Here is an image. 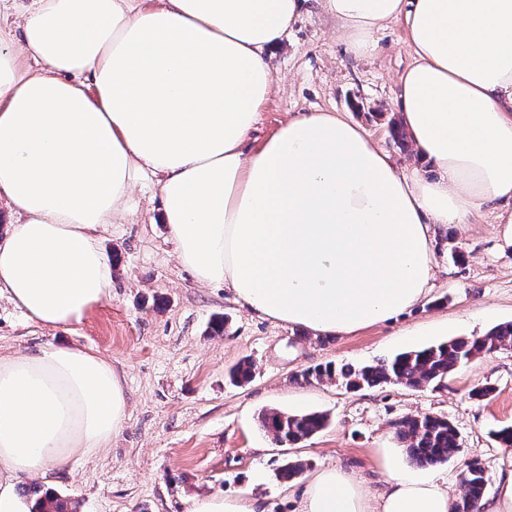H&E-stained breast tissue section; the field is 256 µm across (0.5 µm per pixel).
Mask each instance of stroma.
<instances>
[{
    "mask_svg": "<svg viewBox=\"0 0 512 512\" xmlns=\"http://www.w3.org/2000/svg\"><path fill=\"white\" fill-rule=\"evenodd\" d=\"M412 61L403 20L385 23L356 53L318 0H305L272 56L275 89L250 147L297 114L336 111L361 125L398 168L418 167L414 150L398 148L389 133L400 118L395 84ZM127 210L124 222L103 235L115 262L112 297L80 323L50 330L0 301V355L63 341L110 359L124 374L128 412L121 432L107 448L52 474L76 512H186L190 498L207 492L261 496L269 512H300L306 483L334 468L377 492L384 449L397 447L398 422L417 414L448 418L460 434V453L435 468L454 496L462 494L459 473L470 459H480L491 491L512 470V447L493 437L512 426V348L471 360L440 389L383 384L353 392L301 377L320 365H370L480 336L512 320V237L497 224L493 206H483L470 223L435 232L434 275L417 306L350 336H318L265 319L242 309L230 289L196 283L176 260L151 179L134 187ZM217 316L226 317V330L209 334ZM244 359L253 377L233 384L228 373ZM484 385L491 394L470 399ZM270 409L319 411L329 421L311 438L281 445L259 422ZM295 460L306 462L305 472L282 480V466Z\"/></svg>",
    "mask_w": 512,
    "mask_h": 512,
    "instance_id": "1",
    "label": "stroma"
}]
</instances>
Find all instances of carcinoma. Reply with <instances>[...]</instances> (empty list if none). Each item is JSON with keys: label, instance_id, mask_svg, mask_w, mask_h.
Listing matches in <instances>:
<instances>
[{"label": "carcinoma", "instance_id": "cac0c4a2", "mask_svg": "<svg viewBox=\"0 0 512 512\" xmlns=\"http://www.w3.org/2000/svg\"><path fill=\"white\" fill-rule=\"evenodd\" d=\"M508 347L512 348V321L501 323L481 336L452 339L381 359L372 365H345L339 369L332 365L319 366L305 372L303 379L319 383L337 381L353 391L382 383L437 388L445 385L448 376L471 359ZM327 422L328 416L321 412L288 414L269 410L260 416L261 427L284 445H294L312 437ZM396 435L406 445L409 458L420 466L444 463L455 457L461 447L458 432L448 418L430 414L404 417L398 423ZM460 483L463 492L455 504V512H477L486 492L484 468L478 460L465 464ZM24 495L35 497L36 512H72L67 502L56 494L48 497L40 493V489L32 488L24 491Z\"/></svg>", "mask_w": 512, "mask_h": 512}]
</instances>
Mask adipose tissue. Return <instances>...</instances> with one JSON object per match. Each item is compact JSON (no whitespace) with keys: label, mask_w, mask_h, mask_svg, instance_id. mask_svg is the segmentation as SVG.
<instances>
[{"label":"adipose tissue","mask_w":512,"mask_h":512,"mask_svg":"<svg viewBox=\"0 0 512 512\" xmlns=\"http://www.w3.org/2000/svg\"><path fill=\"white\" fill-rule=\"evenodd\" d=\"M353 52L401 18L413 62L396 104L422 161L400 171L337 112L288 120L244 153L274 90L271 53L303 0H0V294L31 321L79 323L112 297L103 232L156 180L178 263L243 307L349 336L415 307L436 226L512 201V0H320ZM31 59L34 70L24 69ZM123 376L65 342L0 356V512H29L24 477L106 447L123 427ZM378 502L340 470L301 512H453L444 480L384 458ZM187 512H268L212 492Z\"/></svg>","instance_id":"obj_1"}]
</instances>
